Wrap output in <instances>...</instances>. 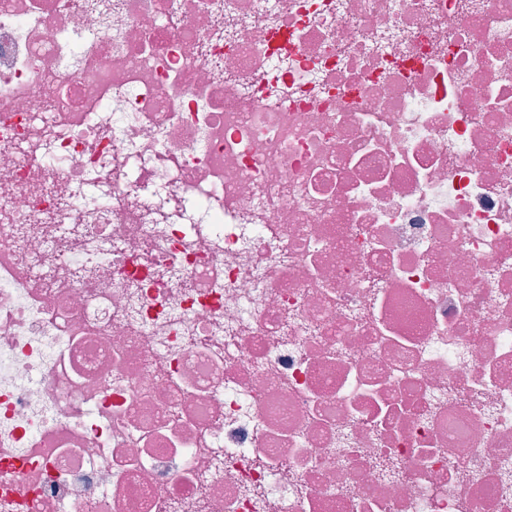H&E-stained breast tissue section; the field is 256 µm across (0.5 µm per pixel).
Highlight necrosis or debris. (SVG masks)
I'll list each match as a JSON object with an SVG mask.
<instances>
[{
    "label": "necrosis or debris",
    "instance_id": "1",
    "mask_svg": "<svg viewBox=\"0 0 512 512\" xmlns=\"http://www.w3.org/2000/svg\"><path fill=\"white\" fill-rule=\"evenodd\" d=\"M0 512H512V0H0Z\"/></svg>",
    "mask_w": 512,
    "mask_h": 512
}]
</instances>
